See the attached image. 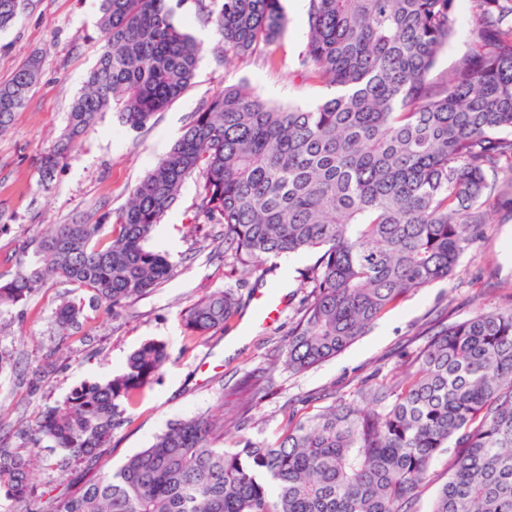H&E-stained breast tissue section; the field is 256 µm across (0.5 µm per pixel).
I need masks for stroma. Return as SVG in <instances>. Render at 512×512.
I'll use <instances>...</instances> for the list:
<instances>
[{"instance_id": "stroma-1", "label": "stroma", "mask_w": 512, "mask_h": 512, "mask_svg": "<svg viewBox=\"0 0 512 512\" xmlns=\"http://www.w3.org/2000/svg\"><path fill=\"white\" fill-rule=\"evenodd\" d=\"M287 24L274 51L277 68L252 56L225 67L204 55L187 92L144 128L134 130L105 113L70 151L50 188L38 170L41 152L58 136L65 114L94 66L102 33L99 0H23L14 24L0 32V83L33 53L43 70L10 130L0 136V283L31 268L48 225L96 224L115 215L128 192L182 135L195 112L222 92L243 83L272 104L310 107L329 96L322 84L302 81L295 67L306 35L308 0H281ZM459 25L431 72L443 78L469 50L470 0L458 2ZM201 180L191 176L151 245L166 254L168 278L129 306L107 311L90 304L76 285L47 280L17 304L0 307V446L27 453L23 431L45 408L62 401L84 381H101L121 372L144 341H163L169 362L132 410L131 424L118 430L99 465L109 470L148 447L156 435L180 419L199 415L233 417L245 400L248 383L264 386L252 400L248 434L272 437L288 413L316 412L334 398L352 394L364 380H389L408 370L428 342L436 322H457L479 308L501 303L512 293V221L491 216L485 239L464 254L452 280L409 294L364 335L335 358L305 372L283 363L291 318L307 294L302 272L317 256L287 258L283 268L239 279L232 256L224 252L222 225L196 211ZM288 289V305L277 321L255 324L256 291ZM230 288L244 306L238 322L249 332H217L190 337L183 312L206 293ZM80 306V325L61 335L56 309L61 299Z\"/></svg>"}]
</instances>
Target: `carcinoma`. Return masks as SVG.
Listing matches in <instances>:
<instances>
[{"label": "carcinoma", "mask_w": 512, "mask_h": 512, "mask_svg": "<svg viewBox=\"0 0 512 512\" xmlns=\"http://www.w3.org/2000/svg\"><path fill=\"white\" fill-rule=\"evenodd\" d=\"M184 0H100L103 45L41 158L49 188L71 146L105 112L146 126L192 84L202 48L175 21ZM470 51L430 78L458 23L455 0H308L297 71L333 89L307 108L274 106L226 85L129 191L113 224H56L39 265L0 284L13 305L60 278L115 309L167 278L149 242L196 173L198 214L224 225L244 267L315 251L310 288L285 345L304 372L352 345L404 295L449 280L477 247L487 210L512 218V0H471ZM224 65L282 35L280 0H194ZM0 0V29L18 16ZM42 71L29 57L0 83V134ZM239 298L214 290L181 316L190 336L229 331ZM80 309L61 304L66 331ZM168 361L146 341L124 370L85 381L26 430L29 457L0 448V502L36 501L32 457L43 443L74 458L129 423L130 409ZM451 453L430 512H512V300L443 326L403 376L361 385L271 440L238 436L207 415L171 424L116 470L89 463L83 480L36 512H415L431 463Z\"/></svg>", "instance_id": "1"}]
</instances>
